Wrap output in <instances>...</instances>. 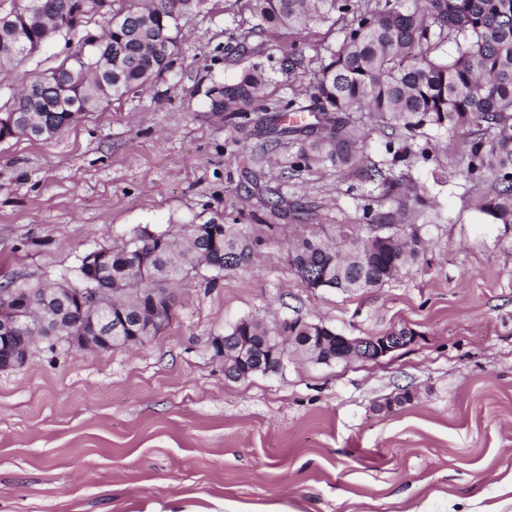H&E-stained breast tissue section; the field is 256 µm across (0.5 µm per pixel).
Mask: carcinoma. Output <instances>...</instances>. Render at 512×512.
I'll use <instances>...</instances> for the list:
<instances>
[{
  "label": "carcinoma",
  "mask_w": 512,
  "mask_h": 512,
  "mask_svg": "<svg viewBox=\"0 0 512 512\" xmlns=\"http://www.w3.org/2000/svg\"><path fill=\"white\" fill-rule=\"evenodd\" d=\"M205 0L131 3L112 12V0H0V69L27 59L18 35L38 44L53 35L71 47L62 64L22 83L10 111L0 112V142L26 136L27 124L51 138L99 106L148 82L170 65L179 19ZM270 30L288 34V72L306 73L312 59L301 42L316 25L337 39L316 45L318 69L310 104L265 94L268 78L255 65L234 82L211 90L210 105L237 127L273 143L296 129L281 125L290 113L314 110L318 124L307 127L291 173L324 160L348 162L359 137L351 114L368 112L413 134L431 126L448 131L474 128L466 142L467 175L492 178L481 210L498 224H512V0H244ZM116 21L102 35L84 32L87 20ZM456 45L452 57L444 46ZM105 268L82 264L69 288L112 289L118 302L112 323L132 324L149 312L153 297L173 300L168 289L203 263L218 272L248 270L254 244L235 224L214 219L179 237L136 230L120 246L106 247ZM422 242L399 234L355 238L303 236L288 250V263L311 288L360 291L383 285L418 261ZM306 322L268 325L258 317L234 323L216 351L235 348L249 336L263 354L271 336H307Z\"/></svg>",
  "instance_id": "carcinoma-1"
}]
</instances>
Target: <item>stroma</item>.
<instances>
[{"label": "stroma", "instance_id": "35a3bbf8", "mask_svg": "<svg viewBox=\"0 0 512 512\" xmlns=\"http://www.w3.org/2000/svg\"><path fill=\"white\" fill-rule=\"evenodd\" d=\"M259 23L207 0L181 18L161 76L55 137L0 142L2 283H73L84 255L133 230L175 236L217 216L256 250L249 270L202 266L182 280L144 345L39 340L0 371V512H512V224L480 209L490 184L466 176L469 129L408 137L357 113L355 159L281 179L295 137L256 164L210 109L212 88L255 64L271 97L307 86ZM63 49L55 37L0 71V107ZM256 166L280 212L247 183ZM372 224L419 226L427 258L354 293L308 287L288 263L300 236ZM273 315L348 336L407 326L420 339L377 363L295 355L284 374L228 381L214 338ZM405 388L413 401L385 410Z\"/></svg>", "mask_w": 512, "mask_h": 512}]
</instances>
